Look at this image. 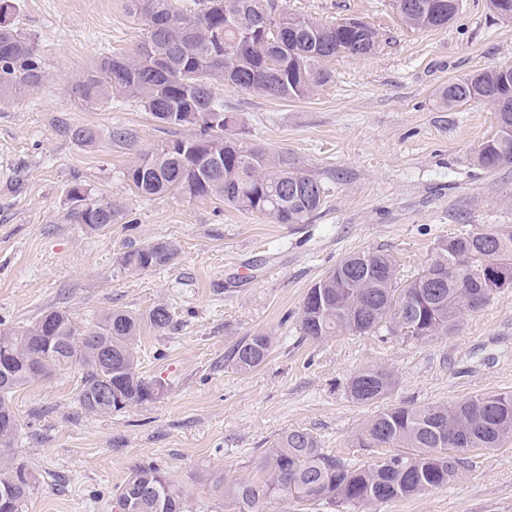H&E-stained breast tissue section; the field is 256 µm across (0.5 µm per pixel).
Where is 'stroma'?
I'll use <instances>...</instances> for the list:
<instances>
[{
  "mask_svg": "<svg viewBox=\"0 0 512 512\" xmlns=\"http://www.w3.org/2000/svg\"><path fill=\"white\" fill-rule=\"evenodd\" d=\"M286 5L324 22L358 19L382 35L376 54L330 62L332 81L307 98L223 92L256 142L287 152L324 184V205L303 224H274L215 199L135 195L124 171L192 128L162 127L132 101L86 107L70 83L103 55L133 49L142 20L126 0H20L17 26L37 43L49 78L0 101V325L28 326L60 309L90 330L111 309L143 313L163 301L173 311L165 334L146 328L138 343L140 373L165 385L156 400L85 413L75 367L13 394L14 452L37 478L25 512H116L117 487L149 462L182 485L191 512H224L214 479L255 473L284 430L308 431L326 451L367 463L383 449L354 439L388 407L512 391V290L452 334L422 342L382 333L311 341L299 330L307 290L350 253L386 251L407 279L440 240L512 227V163L488 172L474 161L498 130L495 112L438 99L450 81L512 67V21L489 0H461L448 27L430 31L406 26L394 0ZM63 122L93 128L95 146L62 135ZM116 127L133 133L134 146L112 141ZM76 183L117 203L121 218L100 232L74 223ZM153 239L176 243L172 265L121 270L125 251ZM257 333L272 336V351L237 373L227 353ZM365 367L393 373L384 399L349 397ZM468 458L448 485L372 512H512V442Z\"/></svg>",
  "mask_w": 512,
  "mask_h": 512,
  "instance_id": "obj_1",
  "label": "stroma"
}]
</instances>
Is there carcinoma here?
I'll list each match as a JSON object with an SVG mask.
<instances>
[{"mask_svg":"<svg viewBox=\"0 0 512 512\" xmlns=\"http://www.w3.org/2000/svg\"><path fill=\"white\" fill-rule=\"evenodd\" d=\"M275 0H127L128 11L148 27L135 49L107 54L98 66L74 79L71 91L85 105L103 107L132 100L167 128H197L189 138L167 141L127 168L124 178L138 196L177 194L216 198L271 219L303 224L324 204L326 189L294 158L252 142L237 113L224 108L223 85L269 99L306 98L329 83L327 62L373 55L380 34L361 22L343 27L288 11ZM403 22L419 30L448 26L460 0H395ZM278 8V18L271 9ZM19 0H0V98L39 88L47 79L45 59L33 40L16 27ZM446 108L472 100L489 103L498 132L475 156L494 171L512 163V69L475 71L443 86ZM62 133L84 144L94 130L65 124ZM72 219L92 231L116 220L119 209L107 199L89 198L73 185ZM178 253L170 240H152L124 253L122 268L138 274L169 265ZM512 270V232H484L442 240L416 277H397L395 260L381 250L347 255L314 283L303 300L300 335L322 340L342 332L369 334L381 329L406 340L426 341L457 329L482 299L487 264ZM164 333L172 324L168 305L144 315L112 309L95 329L81 331L61 310L33 324L0 330V416L13 420L0 429V505L24 512L35 476L11 451L19 419L10 403L16 389L45 380L67 367L81 371L78 402L94 415H110L157 398L161 382L137 371V340L143 325ZM270 337L257 333L239 340L228 361L248 373L268 358ZM393 387L381 368L358 371L348 393L358 403L381 400ZM468 448L496 450L512 440V393H480L450 403L387 408L359 431L360 448H400L377 461L355 466L321 448L305 430L276 435L262 461V476H242L231 484L216 480L231 512H266L291 499L309 505L365 512L396 498L423 494L448 484L464 457L448 452V437ZM118 512H187L183 489L153 463L134 468L117 488Z\"/></svg>","mask_w":512,"mask_h":512,"instance_id":"cac0c4a2","label":"carcinoma"}]
</instances>
